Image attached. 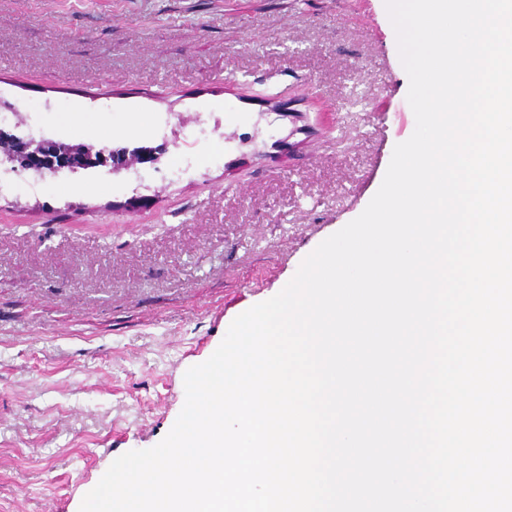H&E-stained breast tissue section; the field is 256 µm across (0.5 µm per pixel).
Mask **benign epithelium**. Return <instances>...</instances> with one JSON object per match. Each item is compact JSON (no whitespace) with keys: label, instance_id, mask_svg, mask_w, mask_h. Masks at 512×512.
<instances>
[{"label":"benign epithelium","instance_id":"7a95c632","mask_svg":"<svg viewBox=\"0 0 512 512\" xmlns=\"http://www.w3.org/2000/svg\"><path fill=\"white\" fill-rule=\"evenodd\" d=\"M0 157L15 170L33 171L40 176H54L62 171L75 172L81 167L108 166L114 173L159 160L155 148L94 149L83 143L65 144L51 139L20 137L0 129Z\"/></svg>","mask_w":512,"mask_h":512}]
</instances>
